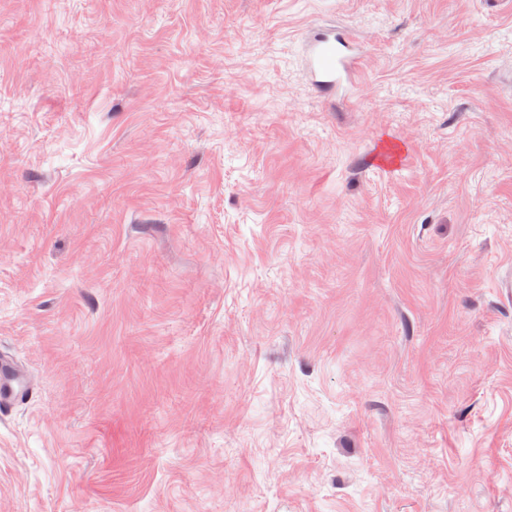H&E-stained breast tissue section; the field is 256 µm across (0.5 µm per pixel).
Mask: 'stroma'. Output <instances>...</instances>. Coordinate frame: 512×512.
Instances as JSON below:
<instances>
[{"label": "stroma", "instance_id": "stroma-1", "mask_svg": "<svg viewBox=\"0 0 512 512\" xmlns=\"http://www.w3.org/2000/svg\"><path fill=\"white\" fill-rule=\"evenodd\" d=\"M0 351V512H512V0H0ZM304 63L311 85L319 92L351 94L358 86L362 57L345 31H322L308 40ZM33 385L16 362L0 354V414L10 412L33 397Z\"/></svg>", "mask_w": 512, "mask_h": 512}]
</instances>
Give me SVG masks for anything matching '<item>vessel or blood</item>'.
<instances>
[{"label":"vessel or blood","instance_id":"vessel-or-blood-1","mask_svg":"<svg viewBox=\"0 0 512 512\" xmlns=\"http://www.w3.org/2000/svg\"><path fill=\"white\" fill-rule=\"evenodd\" d=\"M304 63L311 85L327 95L349 93L357 87L362 57L344 31H323L306 43ZM33 397V385L16 362L0 354V414Z\"/></svg>","mask_w":512,"mask_h":512}]
</instances>
